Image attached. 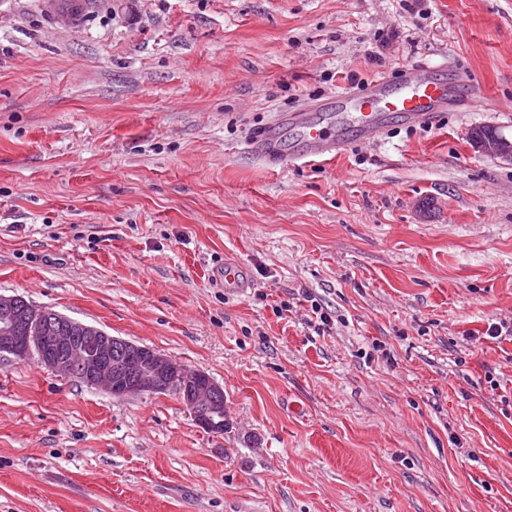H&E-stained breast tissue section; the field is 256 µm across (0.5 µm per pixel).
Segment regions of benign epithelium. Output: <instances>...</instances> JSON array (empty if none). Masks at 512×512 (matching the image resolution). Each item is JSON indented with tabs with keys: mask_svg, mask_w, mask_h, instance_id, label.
<instances>
[{
	"mask_svg": "<svg viewBox=\"0 0 512 512\" xmlns=\"http://www.w3.org/2000/svg\"><path fill=\"white\" fill-rule=\"evenodd\" d=\"M476 149L512 165V138H486ZM53 312L20 296L0 294V354L16 359L37 355L45 368L60 374L79 369L84 381L114 396L173 390L204 430L222 434L224 421L214 418L224 389L207 373L191 370L153 348L134 344L70 318L50 324Z\"/></svg>",
	"mask_w": 512,
	"mask_h": 512,
	"instance_id": "benign-epithelium-1",
	"label": "benign epithelium"
}]
</instances>
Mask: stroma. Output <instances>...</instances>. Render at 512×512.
I'll return each instance as SVG.
<instances>
[{"mask_svg": "<svg viewBox=\"0 0 512 512\" xmlns=\"http://www.w3.org/2000/svg\"><path fill=\"white\" fill-rule=\"evenodd\" d=\"M443 60L483 105L247 148ZM479 126L512 137V0H0V294L206 372L230 421L0 357V512H512V341L483 337L512 166ZM476 149L483 155L512 165V138L505 135L489 137L478 142Z\"/></svg>", "mask_w": 512, "mask_h": 512, "instance_id": "1", "label": "stroma"}]
</instances>
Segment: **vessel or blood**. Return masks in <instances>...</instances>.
Returning a JSON list of instances; mask_svg holds the SVG:
<instances>
[{
	"label": "vessel or blood",
	"instance_id": "b4317fda",
	"mask_svg": "<svg viewBox=\"0 0 512 512\" xmlns=\"http://www.w3.org/2000/svg\"><path fill=\"white\" fill-rule=\"evenodd\" d=\"M455 86L447 64H423L399 83L376 79L355 96L279 115L254 137L251 150L268 163L335 155L348 139L373 140L393 116L414 124L436 122Z\"/></svg>",
	"mask_w": 512,
	"mask_h": 512
}]
</instances>
